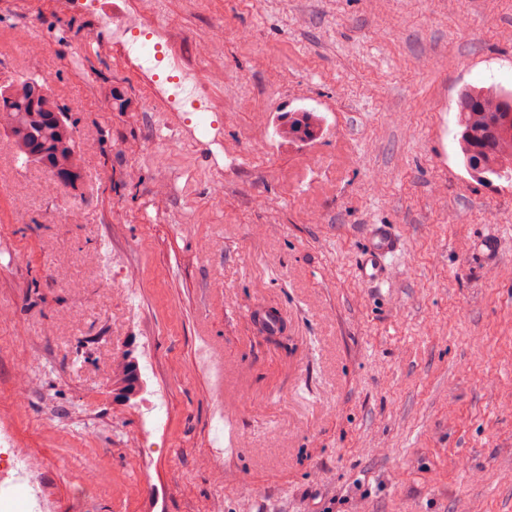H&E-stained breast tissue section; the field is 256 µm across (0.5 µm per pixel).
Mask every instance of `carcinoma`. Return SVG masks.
Returning a JSON list of instances; mask_svg holds the SVG:
<instances>
[{"label": "carcinoma", "instance_id": "carcinoma-1", "mask_svg": "<svg viewBox=\"0 0 512 512\" xmlns=\"http://www.w3.org/2000/svg\"><path fill=\"white\" fill-rule=\"evenodd\" d=\"M36 80L28 74L0 85V124H5L15 147L16 158L31 163L25 150L26 140L20 127L27 123L21 104L27 99V84ZM458 124L462 128L459 143L463 160L480 181H512V92L495 87L462 89L458 96ZM72 152L65 156L69 168L83 170L77 131L66 120Z\"/></svg>", "mask_w": 512, "mask_h": 512}]
</instances>
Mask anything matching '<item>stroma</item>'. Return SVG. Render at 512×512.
Returning a JSON list of instances; mask_svg holds the SVG:
<instances>
[{
  "instance_id": "1",
  "label": "stroma",
  "mask_w": 512,
  "mask_h": 512,
  "mask_svg": "<svg viewBox=\"0 0 512 512\" xmlns=\"http://www.w3.org/2000/svg\"><path fill=\"white\" fill-rule=\"evenodd\" d=\"M152 21L203 71L207 114L85 43L112 32L65 0H0V81L46 79L96 181L64 226L0 130V417L56 512H142L151 486L164 512H512V186L468 172L456 105L512 90V0H160ZM297 110L315 143L278 136ZM369 224L403 242L378 289L358 273ZM254 307L286 330L256 334ZM204 343L224 355L218 448ZM144 347L170 413L134 450L142 409L114 402L111 358Z\"/></svg>"
}]
</instances>
